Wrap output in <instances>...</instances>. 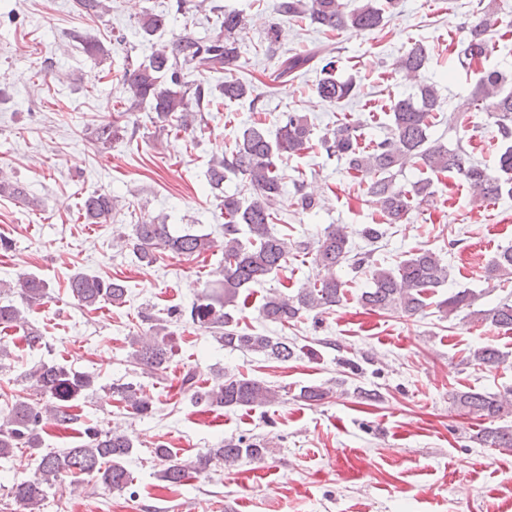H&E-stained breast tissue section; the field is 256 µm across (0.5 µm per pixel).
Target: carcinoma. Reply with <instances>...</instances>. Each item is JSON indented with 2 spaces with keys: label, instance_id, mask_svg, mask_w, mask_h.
<instances>
[{
  "label": "carcinoma",
  "instance_id": "obj_1",
  "mask_svg": "<svg viewBox=\"0 0 512 512\" xmlns=\"http://www.w3.org/2000/svg\"><path fill=\"white\" fill-rule=\"evenodd\" d=\"M398 5V0H361V5L347 9L343 0H275V10L285 16H304L311 23L331 30H373L383 24L385 13ZM80 15L99 16L109 7L106 0H74ZM498 23L495 0L477 6L474 20L464 25L467 30L465 57L479 61L492 51L488 33ZM167 24L163 12L146 11L139 20V28L146 38L154 36ZM243 29V18L229 11L220 15L216 32L209 38H200L185 27L168 44L154 47L149 58L134 68H128L120 78L132 105H147L155 112L159 131L185 129L197 120L198 113L212 102V92L198 85L190 89L184 70L193 64H204L210 71L224 74L219 91L226 101L250 100L254 87L233 75L239 60L237 34ZM337 60L322 48L294 53L280 60L273 81L284 83L294 74L312 68L320 71L315 85L319 98L340 104L356 95L351 81L336 79ZM428 63L423 45L414 44L395 62V68L418 81L414 96L399 99L389 107L391 124L386 137L373 140L361 147L358 127L338 124L321 139L325 151L345 160L348 170L370 179L368 193L373 197L379 213L387 224H404L411 212L430 194L432 180L416 181L406 190L395 184V176L409 165L419 164L433 175L448 174L458 178L468 189L474 203L482 205L496 200L503 193L512 194V90H505L506 80L498 70L482 72L470 96L460 109V124H467V113L478 107L487 113L506 147L499 156L498 171H488L474 161L463 143L453 149L432 138V128L442 101L436 84L421 79ZM128 125L120 119L95 127L92 140L102 146L124 137ZM312 124L300 112H285L281 116L275 135H270L261 123H253L235 140L233 148L209 167V183L219 189L224 173L242 176L252 190L250 199L239 194L223 195L224 207V268L213 284L214 290L203 293L189 310H171L168 317L185 318L194 325L212 329L220 335L224 347L263 354L286 362L294 358L299 348L286 337L247 333L238 329L234 317L224 311L238 298L241 289L258 284L270 274L286 267L293 249L308 251L327 271V277L310 288H301L294 295L276 290L263 298L260 315L271 323L285 325L303 313H323L341 304L344 297L343 282L336 279L333 270L342 265H364L368 256L353 253L344 227L330 224L323 229L313 244H291L288 238L273 231L277 206L282 195V176L277 161L287 155H299L308 149ZM295 205L301 211L314 209L318 202L295 185ZM116 200L106 192L87 197L81 206L87 224H101L112 218ZM246 226L250 242L239 238L241 226ZM127 245L140 261L148 264L158 260L162 252L176 256L201 255L213 248V241L192 233L174 235L169 225L156 218L144 217L133 225L127 236ZM372 286L361 294L364 308L376 313L397 312L411 317L426 306L424 292L439 288L448 281V266L442 264L435 252L417 249L394 268L377 265L369 270ZM486 278L501 280L512 278V247L504 248L490 261ZM71 295L83 306L94 307L102 302L120 305L125 302L127 289L119 280L103 279L97 275L77 273L68 282ZM9 291L27 304L43 300L49 294V284L36 276L21 275ZM477 296L467 289L459 290L442 300L438 307L448 316L462 317L470 323L490 324L498 329L512 330V302L502 301L489 309L474 308ZM21 320V311L14 304L0 303V326L5 328ZM172 336H141L133 343L131 357L151 373L164 371L173 356ZM507 355L491 344L469 350L466 364L478 368H496ZM44 402L32 404L24 399L14 402L9 409L5 427H0V458H9L16 448H37L41 440L36 428L42 413L53 414L57 426L74 430L81 426L79 416L71 411V402L89 389L93 379L85 373L72 372L58 364L41 363L30 374ZM333 388L323 385L308 386L299 393L301 401L318 405L330 398ZM112 396L139 415L152 412L151 396L143 387L132 383L112 385ZM197 399L209 407L233 410L239 407H264L279 402L278 391L264 381L248 377L217 376L210 389L197 393ZM452 405L459 412L488 421L477 439L487 448L512 451V426H497L495 421L509 413L512 400L489 392L474 390L452 394ZM78 435L88 438L84 445L64 448L43 454L32 477L13 483L11 491L16 501L29 512L41 506L46 489L69 474H85L97 478L106 487L124 491L131 483V473L125 460L135 450L133 439L124 432H102L86 427ZM267 449L258 442L244 443L226 440L219 448H211L194 461H178L169 448L154 449L155 457L163 468L161 480L172 487L184 484L193 472H208L213 461L227 466L259 463L265 459Z\"/></svg>",
  "mask_w": 512,
  "mask_h": 512
}]
</instances>
